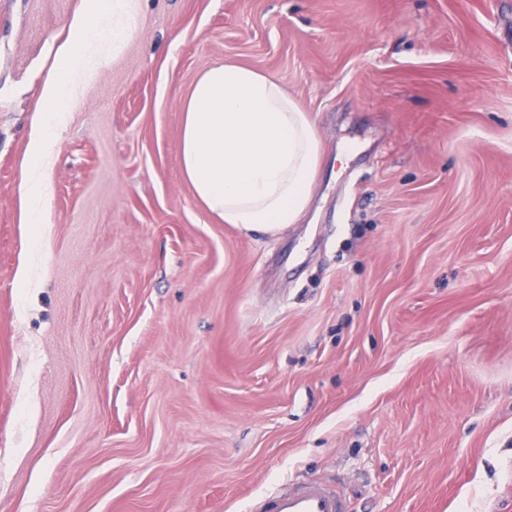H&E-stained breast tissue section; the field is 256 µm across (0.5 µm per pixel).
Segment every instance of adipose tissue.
<instances>
[{
	"label": "adipose tissue",
	"mask_w": 512,
	"mask_h": 512,
	"mask_svg": "<svg viewBox=\"0 0 512 512\" xmlns=\"http://www.w3.org/2000/svg\"><path fill=\"white\" fill-rule=\"evenodd\" d=\"M139 0H84L43 82L40 120L28 143L19 221L49 220L48 171L56 130L84 81L108 66L137 24ZM181 168L211 215L246 232L276 234L311 204L322 146L315 123L275 77L235 63L202 72L182 101Z\"/></svg>",
	"instance_id": "obj_1"
}]
</instances>
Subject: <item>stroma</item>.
Instances as JSON below:
<instances>
[{
  "label": "stroma",
  "mask_w": 512,
  "mask_h": 512,
  "mask_svg": "<svg viewBox=\"0 0 512 512\" xmlns=\"http://www.w3.org/2000/svg\"><path fill=\"white\" fill-rule=\"evenodd\" d=\"M82 0H0V512H512V0H141L18 198ZM276 77L301 223L217 221L180 164L210 66ZM29 268L20 283V265ZM253 512H344V505L330 486L313 480L294 481L288 488L269 492L252 505Z\"/></svg>",
  "instance_id": "stroma-1"
}]
</instances>
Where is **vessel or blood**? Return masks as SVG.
Here are the masks:
<instances>
[{
  "label": "vessel or blood",
  "mask_w": 512,
  "mask_h": 512,
  "mask_svg": "<svg viewBox=\"0 0 512 512\" xmlns=\"http://www.w3.org/2000/svg\"><path fill=\"white\" fill-rule=\"evenodd\" d=\"M252 512H344V505L330 486L304 480L261 496L253 504Z\"/></svg>",
  "instance_id": "obj_1"
}]
</instances>
